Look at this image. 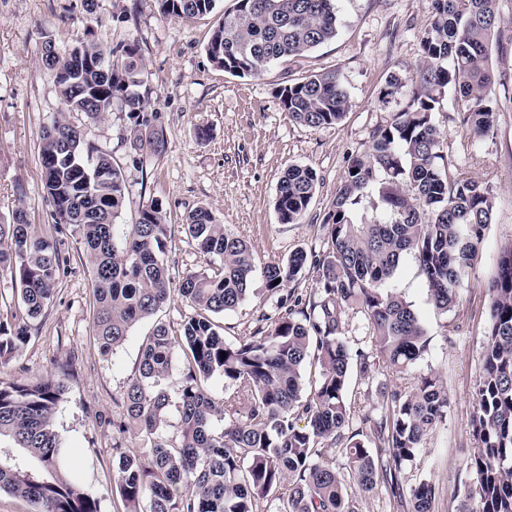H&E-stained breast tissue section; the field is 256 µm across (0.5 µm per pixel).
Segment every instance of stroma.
Listing matches in <instances>:
<instances>
[{
	"instance_id": "1",
	"label": "stroma",
	"mask_w": 512,
	"mask_h": 512,
	"mask_svg": "<svg viewBox=\"0 0 512 512\" xmlns=\"http://www.w3.org/2000/svg\"><path fill=\"white\" fill-rule=\"evenodd\" d=\"M235 5L236 0H215L211 13L182 20L161 14L156 0H95L90 15L81 0H0V224L10 223L14 210L23 208L38 233L54 240L69 259L52 301L33 320L21 307L10 276L0 274V313L30 326L27 343L0 366V378H64L66 391L54 427L100 512H125L113 481L116 449L143 446L140 436L117 429L141 342L159 320L179 330L191 309L175 300L156 318L137 323L112 355L100 354L92 333L90 270L80 258L77 239L56 229L44 190L39 130L62 104L42 63L43 35H50L61 52L86 36L112 50L139 47L141 93L150 111L160 113L166 130L162 155L131 149L121 103L92 124L77 113L70 119L87 124L89 139L111 153L125 175L128 194L119 223H134L142 205L162 202L176 226L167 255L177 284L186 273L214 266L180 227L200 206L243 237L258 263L282 260L299 248H322V220L350 156L362 151L371 130L397 109L396 103L380 99L385 79L393 72L416 71L417 36L431 12V0H334L335 39L300 59L240 78L213 65L206 52L214 26ZM333 69L342 73L352 100L343 121L317 129L296 123L281 108L277 89L288 80ZM434 118L449 154L464 162L468 177L488 183L494 194L492 222L452 311L439 312L430 302L414 256L402 259L389 283L412 305L430 340L416 373H436L448 392L446 419L430 434L407 481L434 486L433 512H456L469 479L465 462L475 448L471 420L488 329V288L502 247L512 242V105L497 112L495 133L484 138L470 135L451 103H444ZM292 164L312 167L319 183L303 223L283 224L274 209L275 194L280 176ZM265 300V281L254 276L246 301L218 319L226 338L250 326Z\"/></svg>"
}]
</instances>
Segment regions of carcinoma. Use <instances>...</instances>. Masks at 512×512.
Here are the masks:
<instances>
[{"label": "carcinoma", "mask_w": 512, "mask_h": 512, "mask_svg": "<svg viewBox=\"0 0 512 512\" xmlns=\"http://www.w3.org/2000/svg\"><path fill=\"white\" fill-rule=\"evenodd\" d=\"M166 16L190 19L211 12L215 0H157ZM499 0H432L421 31L420 63L412 76L386 78L383 98L408 89L405 104L377 125L347 170L325 216L326 248H300L259 268L245 240L199 207L184 229L219 268L190 272L172 288L167 261L171 225L161 203L142 206L133 224H118L126 183L111 154L88 140L68 112L92 122L122 103L130 145L161 154L166 133L148 111L139 49L122 59L90 40L65 54L43 43L46 68L63 74L64 111L41 127L40 161L55 222L75 235L92 272V332L101 353L125 342L131 328L179 295L193 314L178 335L158 323L140 345L123 392L118 430L140 435L144 450L121 452L114 471L126 512H358L353 490L381 486L397 512H432L434 486L406 483L432 428L447 415L448 393L433 372L414 377L410 390L387 393L372 417V446L352 428V375L382 369L411 373L428 349L411 305L385 284L404 255L425 278L434 307L446 313L479 255L494 198L444 151L434 123L445 95L470 134L489 135L499 108L490 64L499 36ZM333 0H237L206 46L211 62L235 76L261 74L274 62L304 55L337 35ZM284 111L310 128L342 121L351 107L339 70L291 80L277 91ZM318 184L316 171L288 166L274 207L282 224H299ZM377 193L385 220L357 222L354 209ZM67 258L27 221L0 224V272L15 281L26 315L49 304ZM315 287L304 299L284 292L307 266ZM261 271L273 302L247 332L226 340L215 317L237 309ZM278 284H273L274 280ZM489 326L476 381L472 420L476 448L466 461L471 481L456 512H512V243L502 248L488 288ZM357 319L371 349L353 348L343 325ZM28 327L0 317V364L27 342ZM187 362L178 387V436L161 435L171 405L172 361ZM226 357H221V353ZM224 380L217 404L204 382ZM64 379L32 383L0 380V491L22 497L32 512H98L54 429ZM224 427L213 428L216 418Z\"/></svg>", "instance_id": "1"}]
</instances>
